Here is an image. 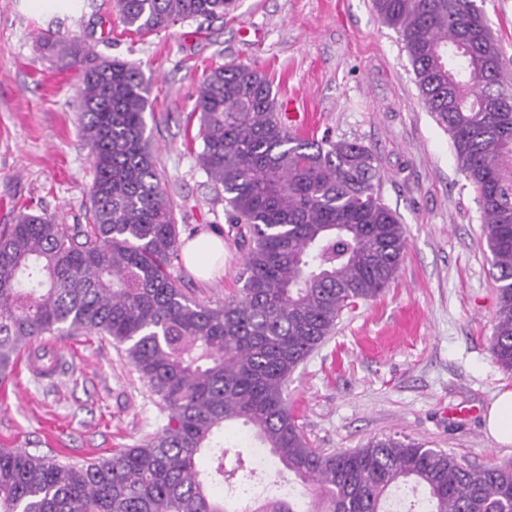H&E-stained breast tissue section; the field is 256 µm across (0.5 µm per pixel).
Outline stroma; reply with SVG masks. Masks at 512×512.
Listing matches in <instances>:
<instances>
[{"mask_svg": "<svg viewBox=\"0 0 512 512\" xmlns=\"http://www.w3.org/2000/svg\"><path fill=\"white\" fill-rule=\"evenodd\" d=\"M512 77V0H476ZM53 32L93 56L140 64L147 132L180 240L224 241V268L197 280L171 272L212 306L238 294L244 252L223 196L196 155L195 102L205 72L235 61L271 79L279 107L313 118L312 134L371 149L385 203L407 246L378 298L343 311L332 336L288 381V406L312 447L353 450L407 437L484 466L512 461L484 417L512 372L490 352L496 284L477 195L452 141L425 107L396 31L372 0H233L223 18L187 20L147 35L124 30L111 0H83L74 16H35L0 0V225L25 208L64 224L88 221L94 170L79 138V70L43 43ZM62 357L53 380L12 376L0 406V447L81 463L138 446L168 412L123 348L90 333L43 336Z\"/></svg>", "mask_w": 512, "mask_h": 512, "instance_id": "obj_1", "label": "stroma"}]
</instances>
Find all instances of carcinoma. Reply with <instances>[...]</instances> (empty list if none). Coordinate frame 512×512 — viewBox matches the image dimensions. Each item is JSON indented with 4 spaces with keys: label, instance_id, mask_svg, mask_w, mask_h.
Wrapping results in <instances>:
<instances>
[{
    "label": "carcinoma",
    "instance_id": "cac0c4a2",
    "mask_svg": "<svg viewBox=\"0 0 512 512\" xmlns=\"http://www.w3.org/2000/svg\"><path fill=\"white\" fill-rule=\"evenodd\" d=\"M402 38L418 89L450 134L457 169L481 205L495 270L491 353L512 370V83L475 0H373ZM229 0H114L138 35L178 21L224 18ZM81 68V138L95 172L90 222L22 212L0 226V379L46 334L96 333L125 347L169 410L155 437L82 464L0 448V512H231L203 478L234 483L249 463H224L215 435L250 428L281 470L288 495L251 512H391L422 490L417 512H512V462L473 467L410 439H371L353 451L310 445L288 409V379L335 330L344 310L395 280L407 240L378 191L369 148L296 133L271 80L226 64L203 78L198 160L246 226L240 293L211 307L172 276L179 228L161 184L140 67L90 57L49 39Z\"/></svg>",
    "mask_w": 512,
    "mask_h": 512
}]
</instances>
